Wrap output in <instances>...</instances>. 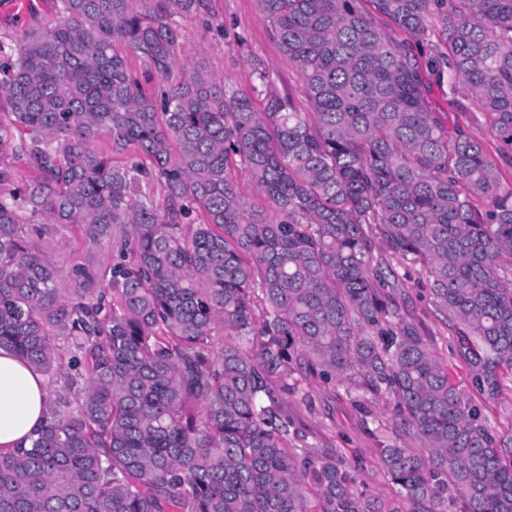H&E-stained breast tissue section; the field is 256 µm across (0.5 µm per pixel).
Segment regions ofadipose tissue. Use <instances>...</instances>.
<instances>
[{
  "label": "adipose tissue",
  "instance_id": "1",
  "mask_svg": "<svg viewBox=\"0 0 512 512\" xmlns=\"http://www.w3.org/2000/svg\"><path fill=\"white\" fill-rule=\"evenodd\" d=\"M46 388L31 364L0 350V455L28 446L43 420Z\"/></svg>",
  "mask_w": 512,
  "mask_h": 512
}]
</instances>
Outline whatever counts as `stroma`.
I'll return each instance as SVG.
<instances>
[{"label": "stroma", "instance_id": "obj_1", "mask_svg": "<svg viewBox=\"0 0 512 512\" xmlns=\"http://www.w3.org/2000/svg\"><path fill=\"white\" fill-rule=\"evenodd\" d=\"M208 12L180 19L184 32L185 53L193 64L202 66L223 79L229 90L252 93L258 72H265L277 93H292L301 109L309 104L300 93L299 76L280 52L269 23L257 0H208ZM428 99L433 107L446 112L450 122L468 128L481 141L490 156H497L498 142L483 124L475 99L456 100L448 92V80L430 76ZM404 285L413 296V309L426 326L429 340L439 357L448 362V373L455 383L469 386L470 369L456 350V338L435 320L428 296L427 281L418 268H408ZM311 403L292 399L288 409L306 427L310 436L327 439L343 449L358 479L369 490L387 491L375 450L381 438L380 426L387 410L376 406L372 416H364L344 392H333L331 386L311 383Z\"/></svg>", "mask_w": 512, "mask_h": 512}]
</instances>
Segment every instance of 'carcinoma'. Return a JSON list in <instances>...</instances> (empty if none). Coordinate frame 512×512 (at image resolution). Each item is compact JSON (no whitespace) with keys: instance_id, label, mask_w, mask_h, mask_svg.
Returning a JSON list of instances; mask_svg holds the SVG:
<instances>
[{"instance_id":"cac0c4a2","label":"carcinoma","mask_w":512,"mask_h":512,"mask_svg":"<svg viewBox=\"0 0 512 512\" xmlns=\"http://www.w3.org/2000/svg\"><path fill=\"white\" fill-rule=\"evenodd\" d=\"M257 2L310 112L180 58L172 18L208 0H54L0 56V349L47 383L0 512H512V412L497 434L484 416L512 375V0ZM435 30L448 52L423 61ZM426 71L475 98L498 160ZM70 231L107 257L58 264L42 241ZM394 262L425 275L473 392ZM312 377L393 402L394 494L309 441L285 398Z\"/></svg>"}]
</instances>
